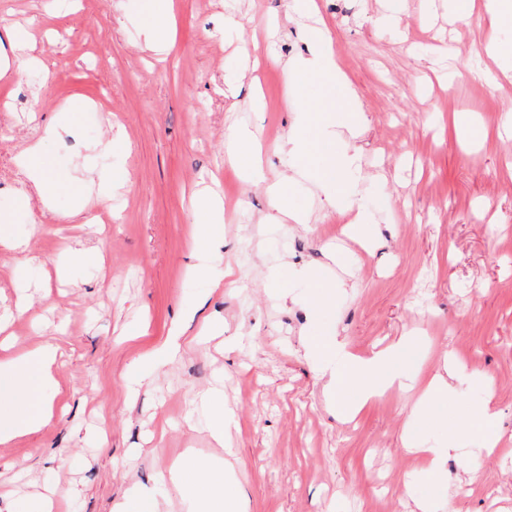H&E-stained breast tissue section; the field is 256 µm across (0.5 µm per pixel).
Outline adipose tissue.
I'll use <instances>...</instances> for the list:
<instances>
[{"mask_svg": "<svg viewBox=\"0 0 512 512\" xmlns=\"http://www.w3.org/2000/svg\"><path fill=\"white\" fill-rule=\"evenodd\" d=\"M480 10L494 37L481 48L482 55L492 61L498 75L512 76V40L503 41L499 34L512 31V0H448V11L455 16H466ZM174 17L169 5H156L146 0L144 29L151 50L160 52L172 42ZM312 52L309 57L291 62L292 70L320 76L327 89L326 105L329 118L314 121L309 113L295 117V127L280 144L281 151L308 153L318 156L317 188L326 208L346 216L357 231L372 224L373 217L357 204L349 190L346 174L359 168L361 149L355 143L363 118L352 92L337 65L333 44L322 28L311 32ZM225 153L247 175L261 176L262 147L255 135L241 129L231 133L225 141ZM224 206L220 199L204 194L193 204V227L190 243L193 253L210 255L224 244ZM185 333L182 323H175L165 341L152 352L134 361L127 369L126 401H134L141 388L148 384L152 373L161 371L183 352L181 339ZM59 347L48 343L18 358L0 361V401L14 396L23 397L27 413L20 419L0 426V446L15 437L40 431L53 417L52 403L39 394L38 388L55 381ZM411 352L409 338H401L388 348L366 358L345 356L338 368L329 370L325 389L332 399L341 403L348 415L357 414L376 398L382 397L399 380V367ZM457 363L449 359L443 372L426 377L417 392L414 406L435 414L443 413L451 391L448 378L454 375ZM209 474L207 492L191 504V512H245L243 495L231 492L234 482L233 467L229 464L212 466L194 457L186 456L174 463L166 481L174 489L192 483L200 474Z\"/></svg>", "mask_w": 512, "mask_h": 512, "instance_id": "adipose-tissue-1", "label": "adipose tissue"}]
</instances>
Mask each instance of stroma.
Masks as SVG:
<instances>
[{
	"label": "stroma",
	"mask_w": 512,
	"mask_h": 512,
	"mask_svg": "<svg viewBox=\"0 0 512 512\" xmlns=\"http://www.w3.org/2000/svg\"><path fill=\"white\" fill-rule=\"evenodd\" d=\"M143 6L0 0V39L17 33L0 77V227L28 243L22 255L0 248V314L19 294L32 300L0 332V360L42 342L63 346L46 389L53 419L0 446V512H37L55 488L74 491L61 512H111L126 486L152 487L187 454L231 457L246 512H418L423 499L434 512H512V253L501 249L512 241V137L498 136L512 81L478 76L482 13L456 19L446 0H401L386 20L381 0H316L365 115L360 171L348 183L375 217L368 233L380 243L366 251L339 216L324 217L314 178L284 190L315 223L278 224L267 218L264 180L224 157L225 134L246 127L261 137L265 179L316 167L278 147L297 108L323 95L317 76L281 67L311 47L298 0H175L173 46L163 54L145 46ZM230 13L250 18V28H225ZM256 31L271 46L257 68L244 50ZM452 112L479 115L488 142L457 138ZM49 125L58 132L48 138ZM113 131L121 146L103 148ZM34 145L56 186L46 204L17 163ZM88 163L115 187L102 235L74 213L98 208ZM214 181L236 197L220 260L233 283L216 289L188 272L200 261L189 250L190 198ZM81 245L101 262L77 260ZM280 264L286 275L270 278ZM313 269L355 272L319 324L309 308ZM200 294L207 301L189 331L207 321L222 335L126 403L127 365ZM307 334L362 356L414 337L401 389L343 418L319 372L341 356H310ZM448 355L461 364L447 416L414 413L420 381ZM210 388L223 392L231 418L220 444L199 402ZM488 398L497 411L489 429L501 437L491 452L483 434L453 425ZM408 436L449 448L441 480L404 452Z\"/></svg>",
	"instance_id": "35a3bbf8"
}]
</instances>
